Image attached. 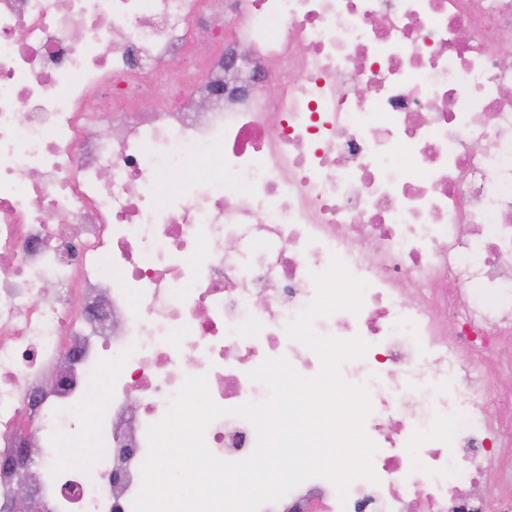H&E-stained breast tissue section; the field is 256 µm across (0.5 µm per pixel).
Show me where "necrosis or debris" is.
I'll list each match as a JSON object with an SVG mask.
<instances>
[{"mask_svg":"<svg viewBox=\"0 0 512 512\" xmlns=\"http://www.w3.org/2000/svg\"><path fill=\"white\" fill-rule=\"evenodd\" d=\"M244 45L260 86L224 79ZM505 45L512 0H0V457L26 420L37 512H133L190 376L228 410L209 450L249 456L231 410L267 398L264 359L319 372L285 327L335 256L362 307L314 329L368 345L340 374L370 393L377 480L260 512H512Z\"/></svg>","mask_w":512,"mask_h":512,"instance_id":"obj_1","label":"necrosis or debris"}]
</instances>
